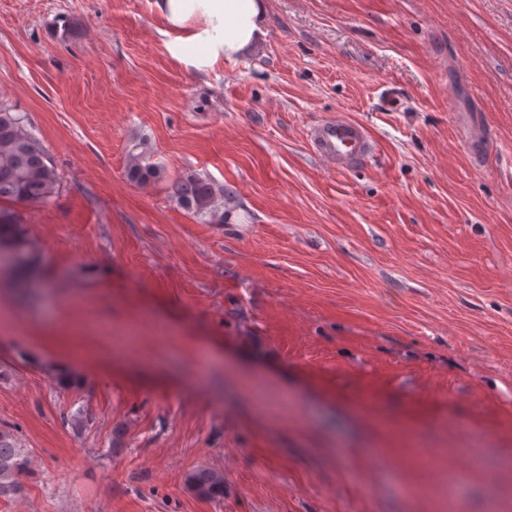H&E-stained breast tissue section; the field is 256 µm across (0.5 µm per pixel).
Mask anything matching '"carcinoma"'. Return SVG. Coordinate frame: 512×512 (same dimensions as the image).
<instances>
[{"instance_id":"obj_1","label":"carcinoma","mask_w":512,"mask_h":512,"mask_svg":"<svg viewBox=\"0 0 512 512\" xmlns=\"http://www.w3.org/2000/svg\"><path fill=\"white\" fill-rule=\"evenodd\" d=\"M150 158L147 143L135 145L128 153L126 178L137 185L162 179L163 168ZM58 188L57 170L43 146L28 130L25 116L0 103V201L44 204ZM171 190L176 202L200 220L224 223V187L191 175L173 181ZM2 244L11 249L15 258L8 273L18 280L30 276L35 260L25 229L12 211L0 208ZM28 468L25 449L17 445L11 431L0 428V497L22 492L18 476ZM187 484L201 498H224V472L221 470L196 468L188 474Z\"/></svg>"}]
</instances>
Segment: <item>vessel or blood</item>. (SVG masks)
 Returning a JSON list of instances; mask_svg holds the SVG:
<instances>
[{
	"label": "vessel or blood",
	"instance_id": "obj_1",
	"mask_svg": "<svg viewBox=\"0 0 512 512\" xmlns=\"http://www.w3.org/2000/svg\"><path fill=\"white\" fill-rule=\"evenodd\" d=\"M314 154L336 168L344 169L364 161L371 150L366 130L345 118L322 120L309 133Z\"/></svg>",
	"mask_w": 512,
	"mask_h": 512
}]
</instances>
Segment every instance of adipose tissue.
<instances>
[{"instance_id": "ef3b65f1", "label": "adipose tissue", "mask_w": 512, "mask_h": 512, "mask_svg": "<svg viewBox=\"0 0 512 512\" xmlns=\"http://www.w3.org/2000/svg\"><path fill=\"white\" fill-rule=\"evenodd\" d=\"M172 28V51L188 62L197 56L232 59L259 47L267 36V0H156Z\"/></svg>"}]
</instances>
